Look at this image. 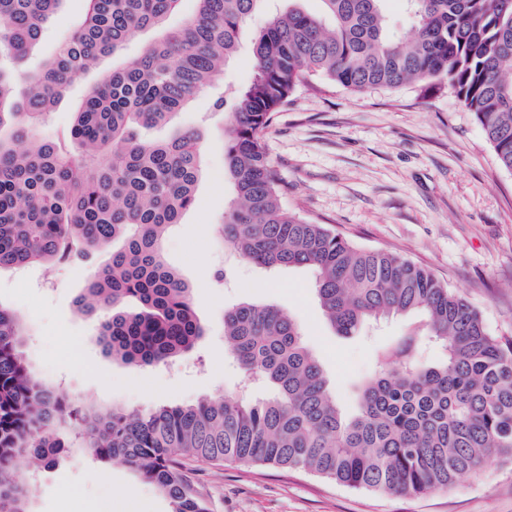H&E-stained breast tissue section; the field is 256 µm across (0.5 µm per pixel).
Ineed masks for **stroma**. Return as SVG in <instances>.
<instances>
[{
    "mask_svg": "<svg viewBox=\"0 0 512 512\" xmlns=\"http://www.w3.org/2000/svg\"><path fill=\"white\" fill-rule=\"evenodd\" d=\"M84 11V0H67L31 54L30 70L56 50ZM268 18L262 9L246 22L222 81L198 94L171 124L147 132L164 140L196 128L204 139L195 203L169 229L164 257L191 288L205 335L168 365L128 366L98 345V315L76 307L89 268L1 270L0 303L24 320L22 351L38 378L86 404L138 412L236 395L242 373L224 344L223 316L254 300L292 315L341 404L354 407L355 384L376 369L373 340L394 335L404 318H389L369 339L334 335L317 303L312 269L258 267L230 249L219 229L232 187L224 178L222 117L210 105L227 87L251 79L252 40ZM264 142L288 186L289 209L333 225L362 246L428 267L481 311L493 334L512 337V173L499 167L473 115L450 91L301 86L275 112ZM188 475L211 512H512V461L500 456L448 489L417 496L352 490L301 470L232 462H192ZM18 479L33 490L31 512H92L103 503L112 512H171L155 486L119 464L98 469L79 446L55 467L27 468ZM131 486L138 489L133 499Z\"/></svg>",
    "mask_w": 512,
    "mask_h": 512,
    "instance_id": "35a3bbf8",
    "label": "stroma"
}]
</instances>
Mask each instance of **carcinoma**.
I'll return each mask as SVG.
<instances>
[{
    "instance_id": "cac0c4a2",
    "label": "carcinoma",
    "mask_w": 512,
    "mask_h": 512,
    "mask_svg": "<svg viewBox=\"0 0 512 512\" xmlns=\"http://www.w3.org/2000/svg\"><path fill=\"white\" fill-rule=\"evenodd\" d=\"M65 0H0V270L30 264L95 268L76 301L99 314V344L131 366L165 365L204 335L191 290L164 259L167 230L195 202L201 134L148 140L235 56L239 34L264 0H85L81 25L38 71L19 66L41 43ZM273 14L253 41V74L227 114L224 177L234 198L221 233L266 270L310 267L335 333L354 336L380 320H407L373 347L374 376L346 414L301 327L285 310L245 302L224 311V341L262 399L207 397L145 413L96 410L43 383L21 350L25 329L0 305V512H29L16 480L53 466L78 435L101 468L119 463L154 485L172 512H209L185 462L301 468L353 490L417 495L448 488L494 455L512 458V340L493 335L480 310L429 268L361 247L329 224L284 207L287 187L262 133L304 82L357 92L418 84L452 91L472 112L499 166L512 172V0H401L408 37L387 28L386 0H297ZM152 32L127 65L99 72L135 37ZM99 72L67 134L39 127L75 77ZM437 344L440 361L425 357Z\"/></svg>"
}]
</instances>
